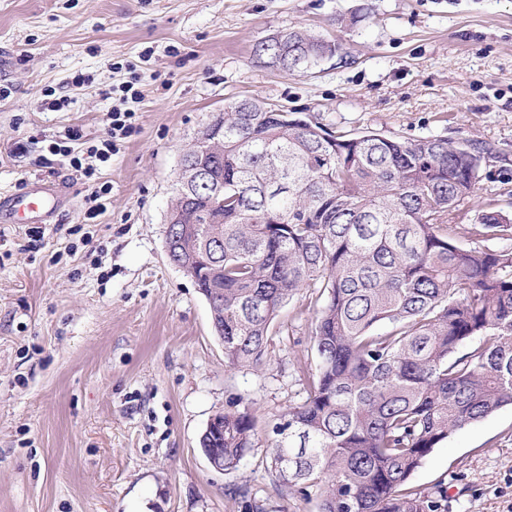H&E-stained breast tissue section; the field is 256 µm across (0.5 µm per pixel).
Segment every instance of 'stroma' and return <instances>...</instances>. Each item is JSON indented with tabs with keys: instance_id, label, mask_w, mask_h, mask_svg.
I'll use <instances>...</instances> for the list:
<instances>
[{
	"instance_id": "obj_1",
	"label": "stroma",
	"mask_w": 512,
	"mask_h": 512,
	"mask_svg": "<svg viewBox=\"0 0 512 512\" xmlns=\"http://www.w3.org/2000/svg\"><path fill=\"white\" fill-rule=\"evenodd\" d=\"M294 28L333 56L294 72L253 46ZM141 76L137 130L92 177L48 147L85 154ZM0 195L47 177L43 224L0 220V512H318L315 488L267 471V426L307 398L314 290L280 312L260 366L226 367L209 305L165 252L180 158L225 104L257 98L324 128L491 144L455 241L486 210L512 219V0H0ZM108 186L87 219V199ZM246 411L262 437L232 472L199 436ZM444 483L440 512H512V407L465 426L411 478ZM246 496L231 495L233 487Z\"/></svg>"
}]
</instances>
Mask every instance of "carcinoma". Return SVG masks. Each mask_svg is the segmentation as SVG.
Wrapping results in <instances>:
<instances>
[{"label": "carcinoma", "mask_w": 512, "mask_h": 512, "mask_svg": "<svg viewBox=\"0 0 512 512\" xmlns=\"http://www.w3.org/2000/svg\"><path fill=\"white\" fill-rule=\"evenodd\" d=\"M333 52L292 30L252 56L288 72ZM320 130L256 98L230 102L199 135L224 142V161L206 160L224 198L180 211L197 231H171L168 258L211 296L231 368L262 363L303 289L325 298L308 398L265 432L279 486L315 487L320 512H438L446 489L414 487L413 474L455 431L512 406V250L449 235L494 149ZM468 233L511 239L512 225L489 213ZM257 441L254 417L228 411L224 436L200 444L228 472Z\"/></svg>", "instance_id": "cac0c4a2"}]
</instances>
